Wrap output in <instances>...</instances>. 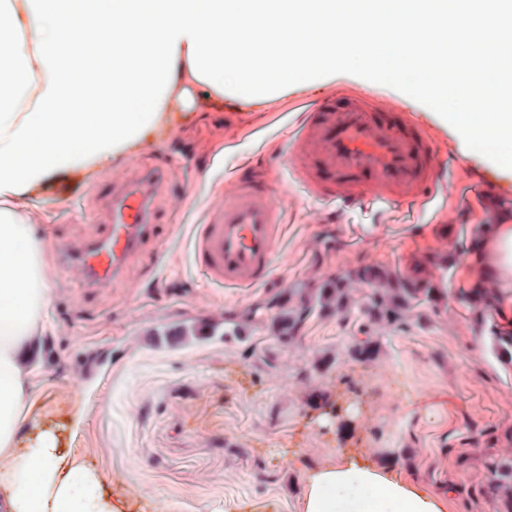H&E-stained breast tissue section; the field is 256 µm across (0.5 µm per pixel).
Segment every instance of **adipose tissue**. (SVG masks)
Returning a JSON list of instances; mask_svg holds the SVG:
<instances>
[{"label":"adipose tissue","instance_id":"1","mask_svg":"<svg viewBox=\"0 0 512 512\" xmlns=\"http://www.w3.org/2000/svg\"><path fill=\"white\" fill-rule=\"evenodd\" d=\"M0 28V512H123L105 479L60 448L54 431L22 432L35 405L25 363L48 322L49 252L27 210L58 175L96 172L137 147L156 125L164 95L181 85L242 98L291 73L346 58L382 73L448 43L440 73L419 90L446 98L451 74L481 72L479 93L460 91L450 109L469 139L504 132L512 154V88L499 61L512 46V0H7ZM246 16L277 40L254 49L226 22ZM388 31L384 43L372 27ZM91 33L81 51L76 39ZM304 54L289 55V42ZM486 46L485 56L468 52ZM303 512H441L439 499L399 473L346 455L310 472Z\"/></svg>","mask_w":512,"mask_h":512}]
</instances>
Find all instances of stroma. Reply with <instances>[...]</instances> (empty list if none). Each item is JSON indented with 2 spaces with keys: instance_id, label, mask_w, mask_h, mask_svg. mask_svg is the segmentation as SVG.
Segmentation results:
<instances>
[{
  "instance_id": "obj_1",
  "label": "stroma",
  "mask_w": 512,
  "mask_h": 512,
  "mask_svg": "<svg viewBox=\"0 0 512 512\" xmlns=\"http://www.w3.org/2000/svg\"><path fill=\"white\" fill-rule=\"evenodd\" d=\"M338 82L435 126L451 162L445 195L427 208H345L295 181L285 164L289 100ZM264 95L259 106L239 102L241 125L215 110L191 151L182 137L203 109L193 104L181 120L183 102L170 91L171 131L139 152L171 160V186L188 195L161 200L164 252L142 253L139 287L92 293L76 269L53 282L49 327L28 361L36 426L53 428L136 512H302L309 473L348 453L426 488L443 512H507L486 464L512 458V355L497 342L512 336L502 317L512 287L497 284L488 301H475L486 265L472 248L484 224L512 216V157L467 139L441 101L407 77L380 78L349 62L291 76ZM131 161L35 197L28 218L50 256L98 234L95 189ZM247 166L279 193L282 237L271 284L226 288L198 272L192 238L225 175ZM490 177L501 189L485 204L475 185ZM443 222L444 239L436 232ZM437 252L448 258L450 300L420 305L403 328L379 331L356 306L343 320L311 315L291 343L270 319H255L243 336L224 333L286 289L311 287V269L325 283L374 260L386 276H407L421 255ZM202 322L214 324L212 335L179 336ZM375 335L380 360L355 361L351 348Z\"/></svg>"
}]
</instances>
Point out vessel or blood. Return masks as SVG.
I'll return each mask as SVG.
<instances>
[{
  "label": "vessel or blood",
  "mask_w": 512,
  "mask_h": 512,
  "mask_svg": "<svg viewBox=\"0 0 512 512\" xmlns=\"http://www.w3.org/2000/svg\"><path fill=\"white\" fill-rule=\"evenodd\" d=\"M443 139L415 113L376 96L330 90L301 104L288 148V168L311 194L344 205L383 200L426 203L447 185ZM113 175L97 200L104 230L79 247H64L63 267L78 268L87 287L134 285L138 258L156 245L169 188L163 159ZM281 235L268 183L240 179L224 189L194 239V255L211 281L250 288L268 281Z\"/></svg>",
  "instance_id": "vessel-or-blood-1"
}]
</instances>
